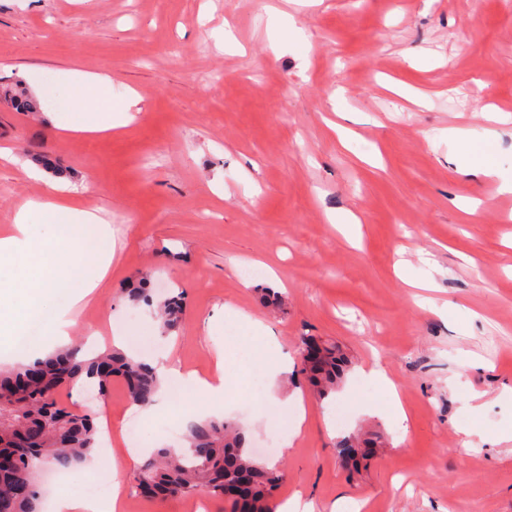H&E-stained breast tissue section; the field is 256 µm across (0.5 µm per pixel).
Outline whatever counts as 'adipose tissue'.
<instances>
[{"label": "adipose tissue", "instance_id": "1", "mask_svg": "<svg viewBox=\"0 0 512 512\" xmlns=\"http://www.w3.org/2000/svg\"><path fill=\"white\" fill-rule=\"evenodd\" d=\"M64 77L74 91L70 105L77 113L75 130L101 132L131 121L129 107L113 111L107 95L111 83L108 76L72 70L65 72ZM40 226L56 231L51 251H44L35 235ZM90 227L95 228L98 237V263L92 271L82 273L78 262L87 251L86 230ZM107 240L108 229L102 219L94 211L76 207L68 199L62 180L48 181L42 198L23 205L12 224L0 231V266L20 261L26 269L20 288L0 284V335L12 336L22 331L29 311L37 310L72 279L80 281L70 297L72 304L91 294L111 264ZM161 375L180 377L187 392L213 398L224 397L233 383L220 359L205 376L183 374L175 367L162 369Z\"/></svg>", "mask_w": 512, "mask_h": 512}]
</instances>
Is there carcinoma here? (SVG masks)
I'll use <instances>...</instances> for the list:
<instances>
[{
    "mask_svg": "<svg viewBox=\"0 0 512 512\" xmlns=\"http://www.w3.org/2000/svg\"><path fill=\"white\" fill-rule=\"evenodd\" d=\"M17 112L39 111L38 101L22 84L8 93ZM134 305L155 308L163 334L175 330L184 311L179 292L155 301L150 276L125 289ZM69 349L30 365L0 371V455L15 454L16 465L0 470V512H40L43 469L49 464L70 468L91 458L98 448L93 420L57 399L58 391L80 377L105 394L112 378H122L130 403L147 406L161 386L156 369L145 361L108 346L87 361ZM349 367L335 344H323L320 361L304 369L313 393L323 400L336 392ZM187 447L160 448L138 468L135 482L147 481L154 492L172 497L207 494L224 500L226 512H238L237 502L224 498V487L243 483L248 512H275L274 497L285 471L262 461L248 446L241 427L219 417L193 423Z\"/></svg>",
    "mask_w": 512,
    "mask_h": 512,
    "instance_id": "obj_1",
    "label": "carcinoma"
}]
</instances>
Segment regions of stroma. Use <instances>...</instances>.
Masks as SVG:
<instances>
[{"label": "stroma", "instance_id": "35a3bbf8", "mask_svg": "<svg viewBox=\"0 0 512 512\" xmlns=\"http://www.w3.org/2000/svg\"><path fill=\"white\" fill-rule=\"evenodd\" d=\"M69 69L108 75L116 108L136 91L133 120L70 130V88L58 78ZM32 72L54 94L35 116L0 100V147L13 154L0 158V226L42 196L27 168L45 152L77 204L111 229L112 265L71 340L92 352L113 329L145 333L185 370L208 374L220 354L235 377L211 405L169 392L148 414L117 377L93 404L81 386L63 388L70 408L111 418L113 448L132 418L143 445L181 447L171 430L207 414L254 445L279 401L299 392L302 432L267 457L287 473L276 503L297 494L316 512L341 496L362 512H512V441L499 439L512 430V194L459 170L487 147L484 111L512 114V0H0V88ZM449 127L471 129L473 142L439 138ZM338 209L359 217L357 243L331 223ZM402 259L412 279L436 282L426 303L398 277ZM260 262L284 285L280 307L263 302L266 275H242ZM154 269L157 296L172 287L186 302L167 335L124 295ZM69 299L58 290L26 323L24 353L0 347L1 369L51 345L46 319ZM253 318L292 361L268 390L250 388ZM304 335L351 360L322 405L301 372ZM374 361L406 422L361 376ZM361 429L385 443L353 468L336 443ZM93 461L71 469L70 491L114 478L129 512H196L189 498L140 494L133 468L113 472L111 455Z\"/></svg>", "mask_w": 512, "mask_h": 512}]
</instances>
